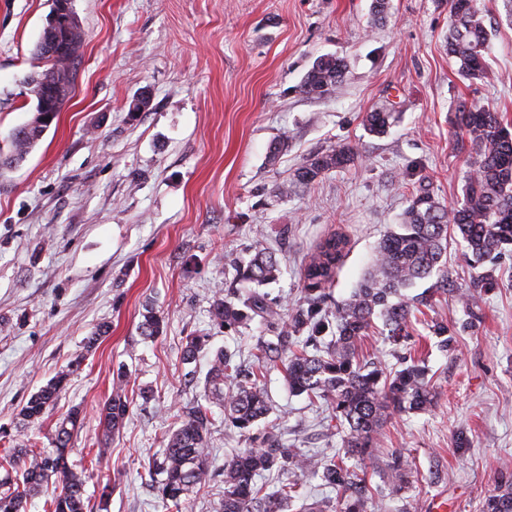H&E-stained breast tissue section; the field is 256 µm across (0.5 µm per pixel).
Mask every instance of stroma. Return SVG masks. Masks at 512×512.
<instances>
[{
	"label": "stroma",
	"mask_w": 512,
	"mask_h": 512,
	"mask_svg": "<svg viewBox=\"0 0 512 512\" xmlns=\"http://www.w3.org/2000/svg\"><path fill=\"white\" fill-rule=\"evenodd\" d=\"M52 0H0V149L33 115L24 82ZM83 30L73 97L16 168L0 174V451L17 441L49 447L56 422L80 407L83 426L70 460L83 467L85 495L98 503L116 487L107 512H166L144 466L160 456L168 432L199 399L213 352L250 365L260 320L238 331L211 318L234 264L260 240L281 259L270 297L291 308L302 273L331 233L348 244L330 303L357 288L383 234L400 223L420 189L446 206L461 199L471 161L457 145L460 100L512 121V0H477L489 30L484 78L470 82L449 60L447 0H390L373 23L372 0H73ZM344 57L346 79L330 98L303 94L314 60ZM147 104L132 106L138 97ZM395 112L387 134L371 135L366 112ZM283 142L278 155L270 146ZM339 144L361 157L310 188L282 196L306 157ZM449 292L436 278L407 289L412 341L399 348L381 328L357 348L360 363L389 371L402 357L420 360L437 402L432 410L388 420L373 455L351 464L391 495L393 452L410 454L414 512L434 501L447 512H483L504 464H512V252L496 263L497 288L466 310L454 294L468 288L458 236L448 239ZM164 316L162 335L144 339L146 307ZM455 330L441 351L430 328ZM109 333L95 347L86 336ZM208 345L185 379L187 337ZM71 375L41 421L19 412L62 369ZM124 371L136 400L119 434L105 440L100 407ZM268 422L283 443L311 451L342 447L325 407L293 395L281 363L263 367ZM105 456H97L101 446Z\"/></svg>",
	"instance_id": "35a3bbf8"
}]
</instances>
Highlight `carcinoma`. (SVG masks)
<instances>
[{"label":"carcinoma","instance_id":"carcinoma-1","mask_svg":"<svg viewBox=\"0 0 512 512\" xmlns=\"http://www.w3.org/2000/svg\"><path fill=\"white\" fill-rule=\"evenodd\" d=\"M451 24L448 55L455 59L457 72L474 81L484 78L489 34L484 15L474 0H450ZM71 39L63 41L48 32L46 24L35 44L38 65L25 78L29 91L43 88L35 98V113L27 123L14 129L11 148L0 154V171L22 162L36 147L47 129L43 116L57 117L71 100L76 78L82 30L75 11H70ZM344 59L323 55L305 75L301 90L314 98H329L339 92L345 79ZM395 113L374 110L365 115L366 129L376 135L387 132ZM460 138L467 141L473 155L463 198L448 208L428 192L412 196L401 224L390 229L377 246L359 287L335 307L324 306L326 286L332 284L336 264L347 245L344 236L332 234L320 241L303 273L304 300L288 313L253 287L274 282L280 274L276 254L261 242L250 249V259L235 265V281L240 287L215 298L211 308L214 324L235 330L260 317L274 333V339L256 346L259 360L285 358V380L296 395L321 399L331 408L330 420L346 428L344 458L371 454L383 424L395 415L430 410L436 395L429 386L424 365L413 362L395 372L382 367L360 365L357 343L382 319L387 337L398 344L409 339L411 310L404 290L416 281L437 275L441 286L448 285L443 256L448 244V226L462 240L464 256L479 267L494 254L512 250V123L498 112L462 100L456 107ZM359 158L350 144L330 147L310 156L296 169L292 179L277 187L290 195L305 189L327 173ZM498 285L492 270L478 273L469 288L458 295L466 307L476 306L482 293ZM140 334L155 339L163 332V320L154 309L143 314ZM207 337L189 336L182 351L189 365L206 346ZM70 371H62L20 410L28 422L41 419L64 388ZM231 390H224L225 384ZM130 401L125 378L118 374L112 394L101 409L105 436L122 428ZM224 411V425L252 439L251 447L224 461V498L218 512H286L288 504L301 497L297 482H280L269 489L266 478L288 473L320 478L336 490L335 499L316 500L305 512H379L376 493L365 476L348 467L343 458L312 454L281 442L272 427L261 437L252 431L265 419L270 400L264 383L243 370L233 355L215 353L204 377L203 402L188 408L179 427L168 437L161 457L148 464L150 481L159 487L164 505L183 512L185 504L211 481L214 470L208 448L210 408ZM81 414L72 409L60 419L52 437V448H12L0 459L5 476L0 479V512H22L27 494L58 483L47 499L48 512H87L82 474L69 465L68 455ZM397 490L409 483L412 464L399 452L391 457ZM484 512H512V466L503 467L500 478L487 496Z\"/></svg>","mask_w":512,"mask_h":512}]
</instances>
